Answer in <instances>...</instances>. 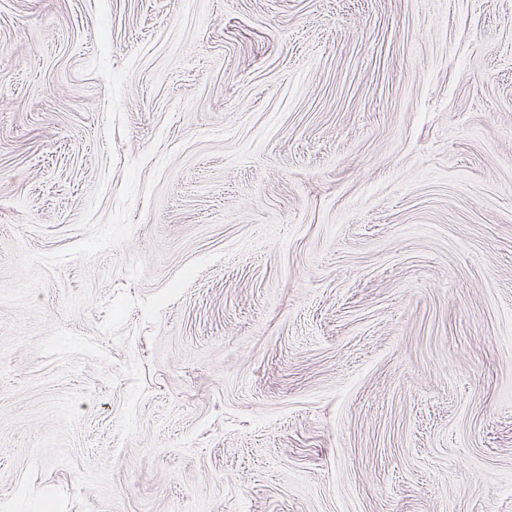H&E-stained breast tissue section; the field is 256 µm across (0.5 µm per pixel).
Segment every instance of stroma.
<instances>
[{
    "mask_svg": "<svg viewBox=\"0 0 512 512\" xmlns=\"http://www.w3.org/2000/svg\"><path fill=\"white\" fill-rule=\"evenodd\" d=\"M0 512H512V0H0Z\"/></svg>",
    "mask_w": 512,
    "mask_h": 512,
    "instance_id": "obj_1",
    "label": "stroma"
}]
</instances>
